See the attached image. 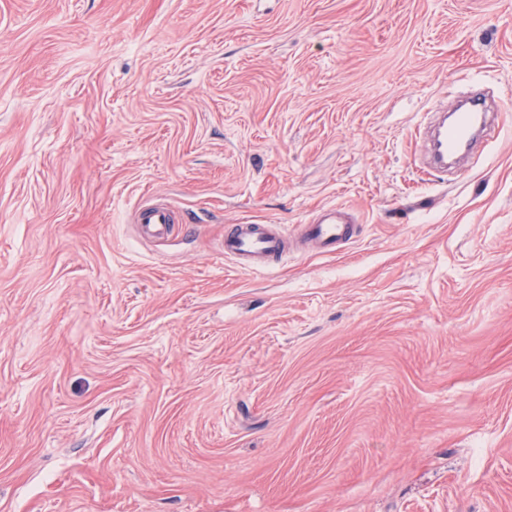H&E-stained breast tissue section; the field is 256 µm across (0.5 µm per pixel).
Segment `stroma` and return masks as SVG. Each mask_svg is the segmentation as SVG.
I'll return each instance as SVG.
<instances>
[{
  "label": "stroma",
  "mask_w": 512,
  "mask_h": 512,
  "mask_svg": "<svg viewBox=\"0 0 512 512\" xmlns=\"http://www.w3.org/2000/svg\"><path fill=\"white\" fill-rule=\"evenodd\" d=\"M0 512H512V0H0ZM468 108L465 112H460L455 121L448 127L441 130L433 140V155L435 163L443 169L446 164L441 163L439 154L454 153L455 147L463 140L467 139L468 143L474 139L472 130L469 127V115L471 112H483L484 101L479 95H474L466 100ZM178 220V212L172 204L157 203L146 199L136 209L134 223L139 225L141 234L147 238H167L172 224H184ZM349 222V210L345 207H324L314 224L304 225L303 238L313 244L319 253H334L338 243L352 236ZM228 224L224 227V256L233 259L242 269L262 271L269 262L288 252L291 238L279 225Z\"/></svg>",
  "instance_id": "35a3bbf8"
}]
</instances>
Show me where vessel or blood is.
Returning <instances> with one entry per match:
<instances>
[{
	"label": "vessel or blood",
	"mask_w": 512,
	"mask_h": 512,
	"mask_svg": "<svg viewBox=\"0 0 512 512\" xmlns=\"http://www.w3.org/2000/svg\"><path fill=\"white\" fill-rule=\"evenodd\" d=\"M468 109L459 113L455 121L441 130L433 140L434 154L454 152L462 140L479 137L487 142L499 139L503 132V122L483 123L479 133H472L469 115L484 109L481 96L467 100ZM178 212L172 204L144 201L136 209L134 222L147 238L168 237L172 224L177 223ZM349 211L340 206L323 208L314 223L304 225L303 237L313 244L319 253L331 254L338 243L351 238ZM291 240L283 229L275 224L257 228L253 224H228L224 227L222 249L226 257L233 259L240 268L260 271L268 267L270 261L288 252Z\"/></svg>",
	"instance_id": "obj_1"
}]
</instances>
